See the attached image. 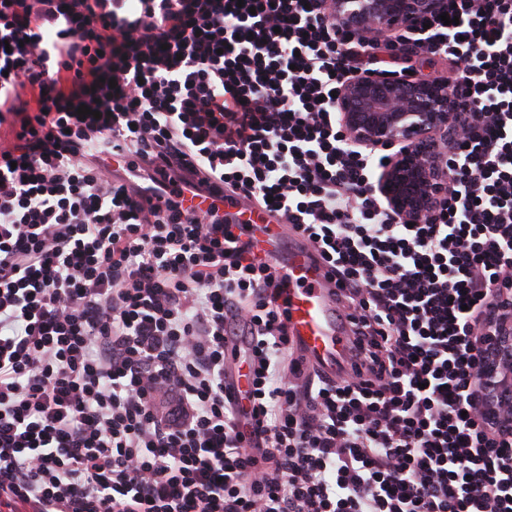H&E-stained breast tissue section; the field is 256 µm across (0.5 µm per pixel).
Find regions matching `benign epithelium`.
<instances>
[{
    "instance_id": "benign-epithelium-1",
    "label": "benign epithelium",
    "mask_w": 512,
    "mask_h": 512,
    "mask_svg": "<svg viewBox=\"0 0 512 512\" xmlns=\"http://www.w3.org/2000/svg\"><path fill=\"white\" fill-rule=\"evenodd\" d=\"M448 0H327L330 15L356 38L376 39L414 26L447 9ZM332 108L348 143L378 148L406 144L380 178L377 189L403 223H418L448 191L447 146L472 120L461 111L448 83L417 76L356 74L336 90ZM484 409L512 430V316L491 337L485 359Z\"/></svg>"
}]
</instances>
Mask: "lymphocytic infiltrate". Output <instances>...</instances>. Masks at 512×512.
I'll use <instances>...</instances> for the list:
<instances>
[{"instance_id":"f902f5d3","label":"lymphocytic infiltrate","mask_w":512,"mask_h":512,"mask_svg":"<svg viewBox=\"0 0 512 512\" xmlns=\"http://www.w3.org/2000/svg\"><path fill=\"white\" fill-rule=\"evenodd\" d=\"M127 2L0 0V512H512L481 399L512 300V0L396 37L453 55L474 115L413 226L331 107L396 51L321 0ZM228 204L325 263L345 371L297 355Z\"/></svg>"}]
</instances>
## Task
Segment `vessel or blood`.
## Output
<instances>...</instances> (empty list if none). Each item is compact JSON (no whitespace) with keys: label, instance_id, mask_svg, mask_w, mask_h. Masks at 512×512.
I'll return each mask as SVG.
<instances>
[{"label":"vessel or blood","instance_id":"vessel-or-blood-1","mask_svg":"<svg viewBox=\"0 0 512 512\" xmlns=\"http://www.w3.org/2000/svg\"><path fill=\"white\" fill-rule=\"evenodd\" d=\"M249 235L255 254L281 263L288 276L283 295L288 300L290 340L308 361L335 374L346 357L348 335L325 269L305 245L285 242L282 225L253 224Z\"/></svg>","mask_w":512,"mask_h":512}]
</instances>
